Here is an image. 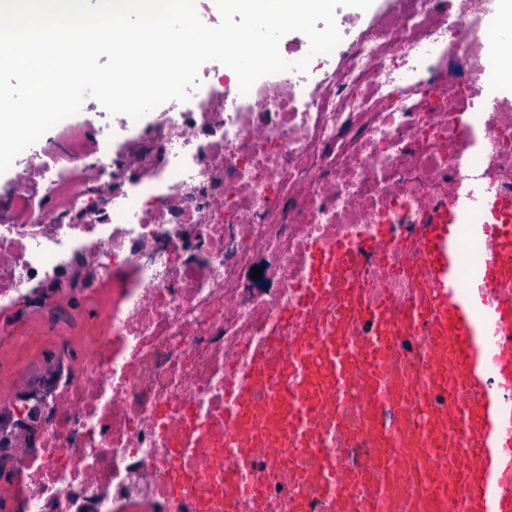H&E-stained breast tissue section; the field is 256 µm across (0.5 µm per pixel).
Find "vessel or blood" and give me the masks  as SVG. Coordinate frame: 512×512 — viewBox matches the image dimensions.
<instances>
[{"instance_id": "obj_1", "label": "vessel or blood", "mask_w": 512, "mask_h": 512, "mask_svg": "<svg viewBox=\"0 0 512 512\" xmlns=\"http://www.w3.org/2000/svg\"><path fill=\"white\" fill-rule=\"evenodd\" d=\"M472 223L462 224L463 215ZM481 245L478 259L462 262L461 240ZM385 234L336 246V264L319 259L302 288L303 302L279 315L299 338L284 344L279 333L251 351L254 366L280 352L283 378L271 397L263 427L253 418V381L232 385L224 396V428L234 434L225 454L238 463L224 472L237 498L256 495L259 481L246 453L255 435L266 446L283 433L307 444L323 493L342 512H512V202L479 185L459 196L456 209L426 225L420 239L424 284L401 301L391 318L386 300L354 283L336 298L342 324L363 323L373 336L356 356L349 336L326 335L313 320L329 276H346L360 257L385 254ZM433 349L413 354L408 343L419 328ZM365 391L356 394V374ZM366 415L350 418L354 400ZM346 434L349 450L336 446ZM354 447L372 449L354 461Z\"/></svg>"}]
</instances>
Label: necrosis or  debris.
<instances>
[{
	"mask_svg": "<svg viewBox=\"0 0 512 512\" xmlns=\"http://www.w3.org/2000/svg\"><path fill=\"white\" fill-rule=\"evenodd\" d=\"M490 0H396L370 21L340 13L342 39L311 71L265 76L248 93L213 67L204 95L173 102L124 149L59 127L14 161L0 193V375L27 388L41 354L68 374L40 404L33 449L0 430V512H224V393L274 315L299 304L313 245L387 227L390 260L366 255L370 285L409 288L415 240L468 183L512 201V96L479 111L495 73ZM76 283L84 309L33 297ZM261 278H254V270ZM299 471L260 491L275 512L313 497L300 447L255 465Z\"/></svg>",
	"mask_w": 512,
	"mask_h": 512,
	"instance_id": "necrosis-or-debris-1",
	"label": "necrosis or debris"
}]
</instances>
